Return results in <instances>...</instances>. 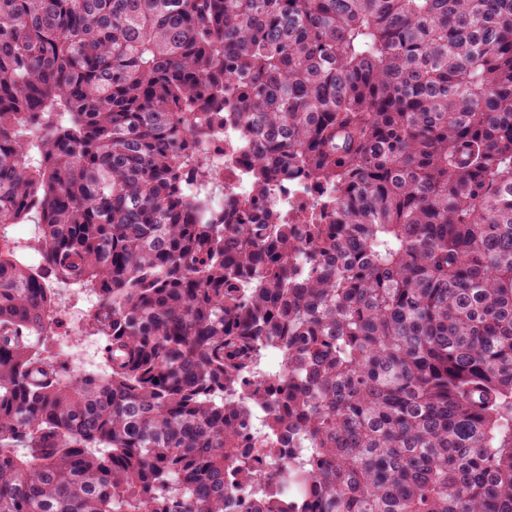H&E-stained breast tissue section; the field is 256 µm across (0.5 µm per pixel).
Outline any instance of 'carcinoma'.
Wrapping results in <instances>:
<instances>
[{
	"instance_id": "1",
	"label": "carcinoma",
	"mask_w": 512,
	"mask_h": 512,
	"mask_svg": "<svg viewBox=\"0 0 512 512\" xmlns=\"http://www.w3.org/2000/svg\"><path fill=\"white\" fill-rule=\"evenodd\" d=\"M0 512H512V0H0ZM231 115L232 112H225L224 109V126L217 125L211 139L204 144L207 155L218 170L222 190L210 192L205 200V191L196 188L190 175L182 184L186 196L207 220L231 213L236 208L237 198L246 195L250 183L241 160V142L235 132L236 126L230 120ZM326 189L303 177L275 183L263 198L267 208H288L290 224H310L307 212L316 198L325 195ZM24 258L32 266L42 268L43 288H52L55 296V306L52 316V343L59 349L65 350L71 361H76L75 368L84 370L97 367L100 361V349L103 344L98 336H91L96 340L94 349L92 341L85 335V326L88 319L96 311L98 303L84 288H58L52 273L43 266L38 251L30 250ZM93 349L94 359L93 362Z\"/></svg>"
}]
</instances>
